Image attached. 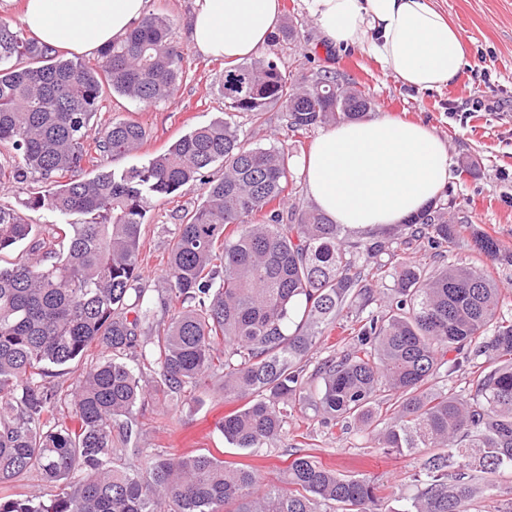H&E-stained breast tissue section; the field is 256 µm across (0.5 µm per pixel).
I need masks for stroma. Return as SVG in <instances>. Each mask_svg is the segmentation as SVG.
Listing matches in <instances>:
<instances>
[{
    "label": "stroma",
    "mask_w": 512,
    "mask_h": 512,
    "mask_svg": "<svg viewBox=\"0 0 512 512\" xmlns=\"http://www.w3.org/2000/svg\"><path fill=\"white\" fill-rule=\"evenodd\" d=\"M281 3L284 21L297 26L300 38L266 43L260 55L274 59L283 71L291 73H310L317 63L338 70L365 86L375 115L426 124L446 144L449 179L440 199L454 202L467 219L460 237L448 246L447 261L487 270L502 290L500 314L512 320V0H433L434 7L457 27L467 43L469 64L448 87L424 91L401 84L368 53L330 46L304 0ZM147 10L171 23L188 77L168 100L155 106L145 108L116 96L91 120L87 135L92 139L117 118L137 121L146 128L148 136L137 152L111 160V168L117 171L146 163L195 126L221 118L224 110L220 92L224 62L200 56L188 37L192 0H148ZM485 70L490 73V81L482 85L478 77ZM477 84L486 98L502 101V108L475 109L472 91ZM264 119L259 128L245 113L238 114L236 122L247 145L288 144L293 153L296 202L311 206L300 163L319 136V129H312L300 140L288 141L284 138L283 113L274 110ZM40 188L37 181L20 189L0 186V207L19 212L41 234L54 224V216L47 210L22 205L30 192ZM203 192L200 183L187 184L160 200L145 218L139 262L142 285L150 300H158L163 292L173 233L187 211L200 203ZM477 233L499 241L501 259H487L474 249L473 236ZM222 385V378L215 377L205 389L146 402L136 414L123 463L142 468L158 454L205 453L230 463L251 465L262 482L282 484L291 461L288 451L295 448L338 473L376 476L385 493L391 494L393 507H402L415 493L413 457L384 453L364 433L327 427L311 412L298 415L289 424L287 434L262 454L232 447L220 429L225 414L233 409L224 400Z\"/></svg>",
    "instance_id": "stroma-1"
}]
</instances>
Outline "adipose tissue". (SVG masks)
I'll list each match as a JSON object with an SVG mask.
<instances>
[{
	"label": "adipose tissue",
	"mask_w": 512,
	"mask_h": 512,
	"mask_svg": "<svg viewBox=\"0 0 512 512\" xmlns=\"http://www.w3.org/2000/svg\"><path fill=\"white\" fill-rule=\"evenodd\" d=\"M332 46L373 55L402 84L436 89L468 61L458 30L431 0H305ZM146 0H24L41 44L94 53L124 37ZM281 19L280 0H193L189 35L206 58L255 56ZM308 192L334 223L374 231L417 214L448 184L445 143L426 125L383 116L329 128L302 165Z\"/></svg>",
	"instance_id": "ef3b65f1"
}]
</instances>
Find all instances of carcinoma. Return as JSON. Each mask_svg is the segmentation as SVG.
<instances>
[{"label":"carcinoma","mask_w":512,"mask_h":512,"mask_svg":"<svg viewBox=\"0 0 512 512\" xmlns=\"http://www.w3.org/2000/svg\"><path fill=\"white\" fill-rule=\"evenodd\" d=\"M99 54L90 66L0 20V146L17 156L0 165V186L38 180L44 190L26 207L74 218L61 227L66 254L44 238L0 267V486L36 472L57 489L38 501L1 495L0 512H317L322 502L338 512H393L374 476L341 475L305 454L288 466V486L259 494L254 468L211 454L115 464L112 425L126 442L147 398L201 389L218 374L224 400L243 402L221 424L233 447L265 448L293 413L310 409L328 426L353 422L374 433L386 451L427 449L402 512H470L512 469V324L496 317L499 288L477 267L445 263L455 226L441 203L404 222L397 240L350 242L344 225L316 209L284 212L288 143L247 146L233 120L248 113L260 123L278 107L295 136L368 117L365 91L325 66L305 81L257 57L224 71L225 117L116 172L108 159L137 151L145 130L114 120L87 144L103 101L115 93L152 106L188 73L170 22L155 14ZM216 165L224 172L214 178ZM194 181L204 198L174 233L159 315L140 284L141 227L156 202ZM33 234L0 208V254ZM418 240L441 264L432 275L399 256ZM473 243L501 254L490 235ZM377 300L379 310L366 312ZM335 326L350 342L306 369ZM87 358L66 423L48 366ZM481 359L491 367L468 394L429 386Z\"/></svg>","instance_id":"carcinoma-1"}]
</instances>
